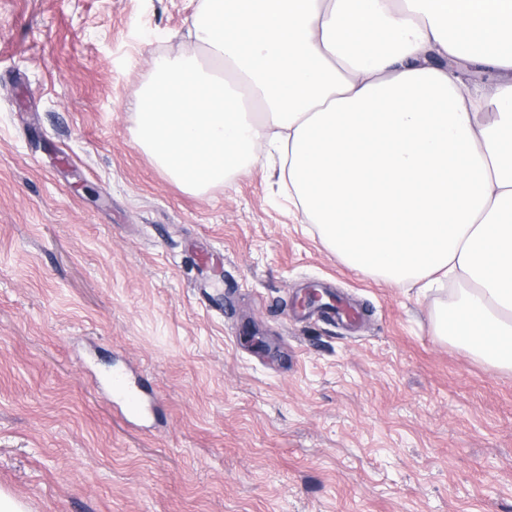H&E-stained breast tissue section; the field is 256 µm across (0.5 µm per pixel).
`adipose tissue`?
<instances>
[{
	"label": "adipose tissue",
	"instance_id": "adipose-tissue-1",
	"mask_svg": "<svg viewBox=\"0 0 512 512\" xmlns=\"http://www.w3.org/2000/svg\"><path fill=\"white\" fill-rule=\"evenodd\" d=\"M192 27L135 145L195 194L278 156L337 258L452 282L436 336L512 370V0H207Z\"/></svg>",
	"mask_w": 512,
	"mask_h": 512
}]
</instances>
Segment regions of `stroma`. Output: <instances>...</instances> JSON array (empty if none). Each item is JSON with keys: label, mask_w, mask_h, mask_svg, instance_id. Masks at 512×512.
Returning <instances> with one entry per match:
<instances>
[{"label": "stroma", "mask_w": 512, "mask_h": 512, "mask_svg": "<svg viewBox=\"0 0 512 512\" xmlns=\"http://www.w3.org/2000/svg\"><path fill=\"white\" fill-rule=\"evenodd\" d=\"M203 0H0V491L27 512H512V372L453 290L359 273L275 164L202 195L131 137ZM333 292L350 317L301 308ZM152 409L118 418L112 372Z\"/></svg>", "instance_id": "35a3bbf8"}]
</instances>
